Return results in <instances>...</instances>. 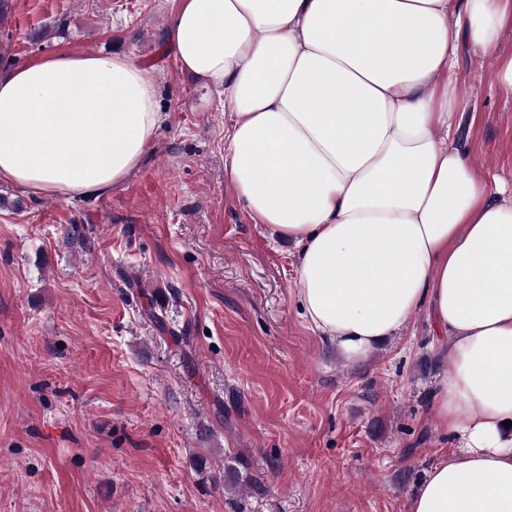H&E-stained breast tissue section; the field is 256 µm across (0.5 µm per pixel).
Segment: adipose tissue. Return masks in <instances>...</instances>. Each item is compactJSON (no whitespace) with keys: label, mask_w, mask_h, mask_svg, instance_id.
Masks as SVG:
<instances>
[{"label":"adipose tissue","mask_w":512,"mask_h":512,"mask_svg":"<svg viewBox=\"0 0 512 512\" xmlns=\"http://www.w3.org/2000/svg\"><path fill=\"white\" fill-rule=\"evenodd\" d=\"M512 0H180L167 46L224 93V174L299 249L305 318L351 363L430 306L451 369L434 389L458 443L410 512H512V193L450 138L460 34L497 56ZM166 116L151 68L58 52L0 77V181L100 195Z\"/></svg>","instance_id":"1"}]
</instances>
